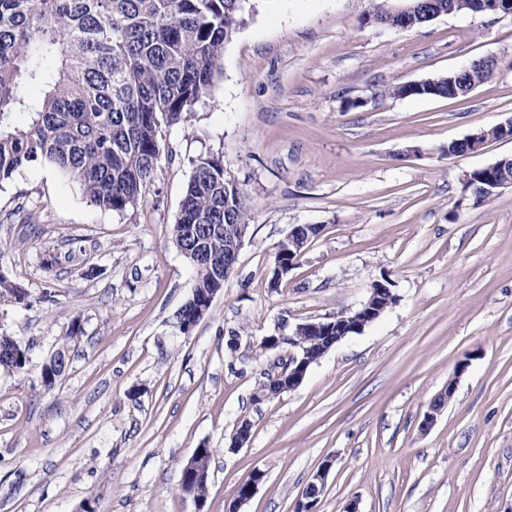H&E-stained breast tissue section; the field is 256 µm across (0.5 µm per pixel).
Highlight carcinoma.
I'll list each match as a JSON object with an SVG mask.
<instances>
[{"mask_svg":"<svg viewBox=\"0 0 512 512\" xmlns=\"http://www.w3.org/2000/svg\"><path fill=\"white\" fill-rule=\"evenodd\" d=\"M389 0H369L385 26L419 27L448 11L428 0L403 21ZM255 9L250 0H0V181L38 160L77 181L89 202L123 212L137 204L162 155L159 128L187 121L220 70L224 45ZM493 72L470 66L457 83L464 96ZM37 86L41 98L23 90ZM418 97H448V80ZM16 112L29 114L17 126ZM247 190L224 172L219 154L201 157L172 228L248 224ZM195 285L224 274V231L208 240ZM11 368L25 370L28 349L0 336Z\"/></svg>","mask_w":512,"mask_h":512,"instance_id":"cac0c4a2","label":"carcinoma"}]
</instances>
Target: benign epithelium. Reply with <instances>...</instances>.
Here are the masks:
<instances>
[{
    "instance_id": "obj_1",
    "label": "benign epithelium",
    "mask_w": 512,
    "mask_h": 512,
    "mask_svg": "<svg viewBox=\"0 0 512 512\" xmlns=\"http://www.w3.org/2000/svg\"><path fill=\"white\" fill-rule=\"evenodd\" d=\"M504 139H512V120L507 123L497 124L481 135L469 137L471 149L468 150V153H476L487 143ZM495 169H497L495 165L481 168L482 178L486 185L497 192L502 189L511 188L512 180L496 178L494 176ZM307 229H314L320 232L323 230V225H295L278 244L275 265L269 281L270 288L273 289L280 286L283 277L288 275L296 265L297 253L307 244V239L304 237V231ZM248 232L249 225L247 224L224 225V238L227 241L226 255L224 256V275L227 276L234 270ZM185 236L189 243V248L184 249L181 247L179 251L194 266L205 255V252L201 249L203 235L200 225L194 224L190 226L186 230ZM217 292L218 289H212L210 294L206 295V300L200 303L197 302L195 297L189 300V303L197 305V308L194 314H187L184 318L177 321L176 327L181 334L185 336L190 335L195 326V320L208 313L214 295ZM388 296H393L390 286L384 282L377 281L371 285L366 300L358 308L348 311V317L344 321L340 322L336 319V315L330 314L320 319L302 321L288 328V343L296 349V353L288 359V369L276 374V378L281 382L280 390L290 391L297 388L304 380L310 366L318 362L323 354L331 350L345 337L357 334L375 322L383 313L384 304L381 303V300ZM332 333L336 334V338L329 341L323 347L322 353L317 356L311 355L309 347L304 345V342L308 340L321 337L326 338ZM455 385L456 381L454 380L448 382V387L434 399L431 412L425 420L426 424H431L434 421L435 413L450 402L455 392Z\"/></svg>"
}]
</instances>
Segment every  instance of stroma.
<instances>
[{"label":"stroma","mask_w":512,"mask_h":512,"mask_svg":"<svg viewBox=\"0 0 512 512\" xmlns=\"http://www.w3.org/2000/svg\"><path fill=\"white\" fill-rule=\"evenodd\" d=\"M254 4L209 96L161 127L135 206L99 209L44 161L0 182V272L27 293L0 298V335L30 348L25 371L0 368V512H295L328 459L317 512H512V190L475 206L464 189L512 140L448 154L512 119V17L396 30L365 22L368 0ZM482 57L496 71L468 96L386 93ZM209 154L245 183L250 229L184 336L174 323L195 272L170 230ZM295 224L323 230L270 289ZM384 279L395 304L298 388L260 396L264 372L293 353L262 350L265 337L357 308ZM60 350L67 367L49 389L41 370ZM198 448L213 451L201 505L179 491Z\"/></svg>","instance_id":"1"}]
</instances>
